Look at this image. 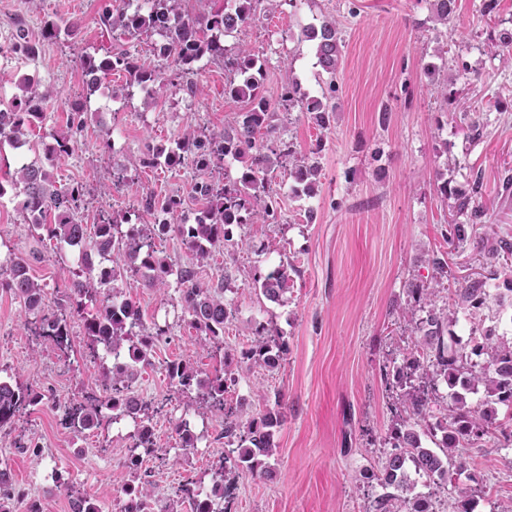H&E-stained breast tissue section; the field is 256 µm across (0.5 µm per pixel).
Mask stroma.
Returning <instances> with one entry per match:
<instances>
[{"label":"stroma","mask_w":512,"mask_h":512,"mask_svg":"<svg viewBox=\"0 0 512 512\" xmlns=\"http://www.w3.org/2000/svg\"><path fill=\"white\" fill-rule=\"evenodd\" d=\"M434 0H302L298 8L269 4L259 20L229 39L232 47L250 49L265 61L263 85L277 100L288 81L301 83L312 97L321 96L329 80L339 85L335 121L317 128L307 113L292 109L279 116L285 136L299 155L319 149L321 175L315 196L297 197L287 170L273 172L272 188L281 207L278 223L263 219L238 229L237 246H216L210 258L195 259L175 235L158 247L175 266L190 267L197 283L224 288L238 312L224 331V348L248 347L255 323L268 324L287 344L281 367L243 368L229 400L245 399L249 415L262 412L275 393H282L285 417L274 436L268 463L271 475L245 477L232 489V512H369L383 489L370 475L381 464L386 437L401 419L403 402L393 382L384 380L382 364L401 360L415 339V324L402 316L406 285L429 284V256L448 255L456 286L490 278L487 307L458 311L452 326L465 348L491 331L512 336V268L484 267L478 241L512 239V199L501 195L500 178L512 170V56L496 55L493 26L482 16V0H457L448 23L433 15ZM122 0H0V95L13 98L22 80L49 92L43 119L26 135L24 147L0 145V256L27 258L30 274L44 290L45 302L64 300V286L80 266L79 253L65 260L53 253L44 231L31 230L21 213L15 173L23 161L44 154L51 134L67 130L71 104L86 77L80 54L94 53L110 41L94 23L105 5ZM336 21L345 48L337 76L319 65L314 43L301 36L303 27ZM80 20L75 36H44L46 22ZM24 26L39 46L26 58L12 49L16 26ZM472 71L458 76L454 53ZM195 97L162 87L154 93L134 91L125 97L123 73L102 81L93 95L96 108L85 116L71 155L55 163L57 184L81 185L83 223L121 216L131 224H149L147 196L174 195L183 212L195 215L202 202L196 186L204 181L227 183L242 169L241 160L225 158L220 169L201 175L192 167L144 168L148 146L174 145L186 132L223 131L240 103L227 99L221 62L198 64ZM486 101L479 118L486 131L470 142L459 116L475 101ZM388 124H380L382 108ZM110 152H102L103 143ZM125 168L128 181L112 190V167ZM483 177L482 202L494 211L492 223L477 226L475 242L449 251L448 225L455 213L452 198L440 194L443 180L463 187L470 172ZM300 270L282 302L266 300L255 288V273L281 261ZM123 295L139 307L146 327L167 333L140 369L135 396L153 402L158 452L147 457L157 512H191L176 491L185 478L210 490L212 471L224 455V416L211 411L197 393L171 387L165 367L186 360L202 373L219 365L210 347L188 323L178 303L180 288L146 287L128 277ZM34 316L24 300L0 288V380L41 391L42 405L0 426V469L10 470L18 487L41 502L42 512H70V499H93L101 512L122 504L130 476L124 466L131 445L128 422L77 434L61 421L64 405L88 397L103 398L111 362L88 361V340L74 326L78 371L64 367L53 342L32 331ZM193 421L202 437L183 451L174 428ZM39 443L32 455L27 443ZM475 478L456 476L452 489L438 492L439 505L467 495L471 512H512V448H474Z\"/></svg>","instance_id":"stroma-1"}]
</instances>
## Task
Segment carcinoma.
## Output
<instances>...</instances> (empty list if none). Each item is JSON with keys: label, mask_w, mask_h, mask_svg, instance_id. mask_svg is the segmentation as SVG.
Segmentation results:
<instances>
[{"label": "carcinoma", "mask_w": 512, "mask_h": 512, "mask_svg": "<svg viewBox=\"0 0 512 512\" xmlns=\"http://www.w3.org/2000/svg\"><path fill=\"white\" fill-rule=\"evenodd\" d=\"M147 8L139 5L133 11L114 10L104 7L96 17V24L104 31L127 38L140 35L166 33L168 44L154 50V54L169 68H150L121 44H110L103 48L104 55L84 54L80 57L86 73L91 75L88 91L80 93L72 103L73 113L68 131L53 136L55 144L45 152V162L24 164L18 171L17 183L22 185L24 199L21 210L28 223L38 230L46 231L50 240L68 246L82 244L84 269L75 274L67 285L70 305L49 309L44 303L43 291L29 275V265L21 256H10L0 262V286L22 297L28 309L36 314L35 334L53 341L63 356L71 348V319L82 318L84 336L90 347V357H99L98 349L118 353L131 350V356L122 363L112 365L111 376L104 384L106 396L97 405L87 408L82 403L64 407L63 422L74 432L101 427L103 410L111 412L112 420L134 413L140 416L141 428L132 435L131 454L125 462L132 482L133 498L126 512H154L149 486L150 472L142 469L143 456L155 451V437L150 424V412L157 411L152 403L140 400L132 394V382L138 372L137 366L151 365L150 351L155 342L166 334L161 327L147 331L134 302L120 298L117 282L127 275L140 278L150 287H166L169 277H176L184 285L180 291V302L190 316L191 326L202 339L220 349L224 346V329L237 312V305L223 297L212 294L211 288L192 282L193 272L188 268H176L167 261L155 243L172 232L181 240L186 251L197 258L205 257L219 244H232L234 228L251 223L254 217L277 219L278 203L268 174L276 167H288L293 178V192L298 196L311 197L318 191L320 164L316 152L309 156L296 157L294 143L282 136L275 123L276 112L264 94L262 85L263 65L251 51L240 48L226 57L224 31L236 23L245 26L261 15L263 0H224V9L207 14H196L184 8L185 0H150ZM457 0H434L437 20L444 23L455 14ZM80 21L67 20L63 24L49 23L45 34L51 38L65 31L74 35ZM303 38L316 45L318 62L322 69L336 77L343 48L342 31L333 22L325 20L302 30ZM13 52L32 57L36 46L23 28H18ZM219 59L224 70L233 74L224 84V97L244 103V108L235 113L233 121L220 133L192 134L175 145L156 147L150 151L144 163L150 167H176L191 164L196 171H211L226 156L238 159L249 158L247 164L232 183H203L200 193L207 206L199 211L191 224L175 216L182 202L175 196L150 197L146 208L154 217L148 225L132 224L121 229L120 221L107 216L88 230L81 223L79 210L83 190L79 186L58 188L55 186L50 168L55 158L72 153L74 134L84 127L82 115L87 112L88 100L103 79L114 70L125 72L127 85L144 91L153 89L171 77L174 86L189 96L197 94L194 80L197 74L195 63L204 57ZM22 95L16 97L18 111L0 112V142L6 140L19 148L26 144L27 129L42 117L47 95L26 81ZM337 87L330 82L328 93L321 98H311L302 90L299 82L291 81L283 88L281 105L286 110L295 107L309 113L320 128L330 126L336 111L334 103ZM469 189L451 186V180L439 186L440 193L455 199L457 215L461 221L449 224L448 245L453 249L463 247L471 240L474 226L488 222V210L481 203L483 179L471 176ZM55 213L53 224L46 223L49 213ZM483 264L495 268L508 263L512 257V243L506 239L486 241L480 248ZM433 269L429 288L411 283L408 296L418 304L422 316L415 321L419 333L414 350L403 356L402 363L385 369V377L393 379L399 388L408 417L392 427L387 443L382 470L375 479L383 487L393 491L376 497L372 512H433L430 496L414 492L410 473L427 478L437 489H448L453 485V476L469 470V457L457 449L473 448L486 437L493 438L503 446L512 444V432L502 430L497 407L504 405L512 409V342L492 333L481 337L471 349L479 357L487 356L482 363L468 360L460 342L451 331L454 322L451 310L480 309L487 305L490 294L485 281L476 279L461 288L448 289L451 308L436 307L432 296L435 288L442 287L455 278L452 267L442 254L428 259ZM295 266L280 263L264 274L254 278L256 288L268 300L279 302L291 288V273ZM102 296L96 313L84 315L83 299ZM267 328L255 327L257 339L249 348L240 352V362L260 364L274 369L281 365L286 353V344L280 340L267 339ZM171 384L182 393L196 390L211 407L224 414V461L215 469V478L210 492L203 499L193 502V512H211L214 500L225 497L228 488L247 474L258 475L269 471L267 459L275 447V428L283 421L284 403L281 394H275L274 406L258 416L243 419V405L224 397L238 377L228 363L203 377L190 363L181 361L167 366ZM441 377L451 389V403L443 419L430 422V410L436 387L434 378ZM483 387L484 400L477 407L467 403L466 395ZM43 394L37 389L11 385L0 381V424L25 413L41 404ZM442 432L443 448L437 453L422 445L421 435ZM182 448L195 447L198 436L187 420L175 427ZM25 501V494L18 489L11 477L0 470V512H12L10 504Z\"/></svg>", "instance_id": "carcinoma-1"}]
</instances>
